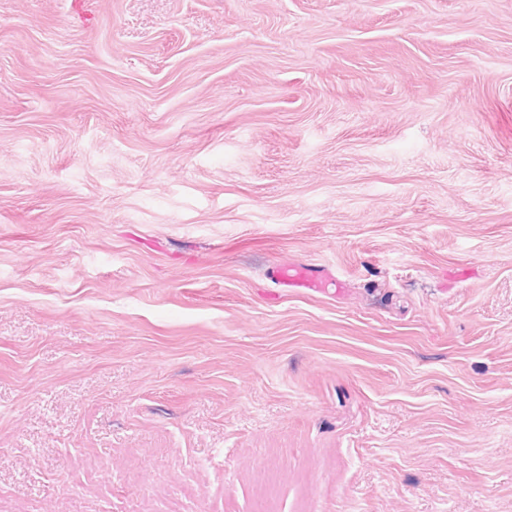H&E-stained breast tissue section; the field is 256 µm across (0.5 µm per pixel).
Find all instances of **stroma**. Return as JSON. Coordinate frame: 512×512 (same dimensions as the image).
Returning <instances> with one entry per match:
<instances>
[{"instance_id": "stroma-1", "label": "stroma", "mask_w": 512, "mask_h": 512, "mask_svg": "<svg viewBox=\"0 0 512 512\" xmlns=\"http://www.w3.org/2000/svg\"><path fill=\"white\" fill-rule=\"evenodd\" d=\"M84 3L0 0V512H512V0ZM312 267L306 264L277 265L271 269L270 277L275 284L287 290L327 294L329 288L335 286L336 291H340L342 283L334 274L317 271Z\"/></svg>"}]
</instances>
